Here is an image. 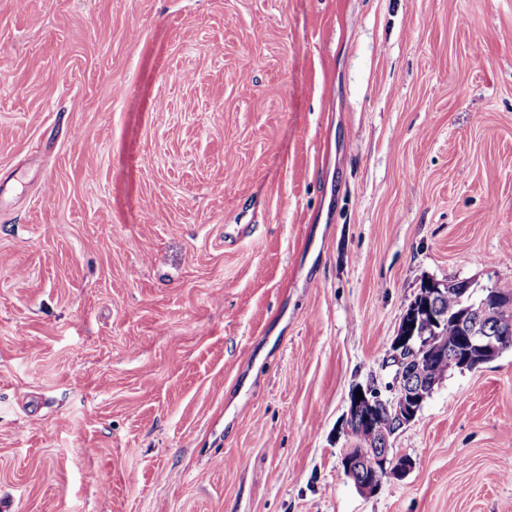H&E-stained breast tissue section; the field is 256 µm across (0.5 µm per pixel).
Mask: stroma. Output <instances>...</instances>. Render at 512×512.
Returning <instances> with one entry per match:
<instances>
[{"instance_id":"1","label":"stroma","mask_w":512,"mask_h":512,"mask_svg":"<svg viewBox=\"0 0 512 512\" xmlns=\"http://www.w3.org/2000/svg\"><path fill=\"white\" fill-rule=\"evenodd\" d=\"M430 277L512 288V0H0L13 512H512V348L343 472Z\"/></svg>"}]
</instances>
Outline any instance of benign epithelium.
Segmentation results:
<instances>
[{"instance_id":"obj_1","label":"benign epithelium","mask_w":512,"mask_h":512,"mask_svg":"<svg viewBox=\"0 0 512 512\" xmlns=\"http://www.w3.org/2000/svg\"><path fill=\"white\" fill-rule=\"evenodd\" d=\"M450 287L446 280L430 278L404 313L387 356L386 366L394 368L392 382L382 390L368 386L363 399L351 392L343 421L344 431L352 436L367 428L378 442L368 448H348L342 458L344 473L363 493L377 492L389 474L403 476L414 465L408 456L389 457L390 439L411 423L439 383L428 369L412 370L409 362L451 361L460 370H474L494 360L502 351L503 337L492 330L497 320L512 313V295L488 286L472 287V282L457 283L467 304L454 313L442 308L439 299ZM453 317L461 330L459 341L448 344V337L436 329Z\"/></svg>"}]
</instances>
